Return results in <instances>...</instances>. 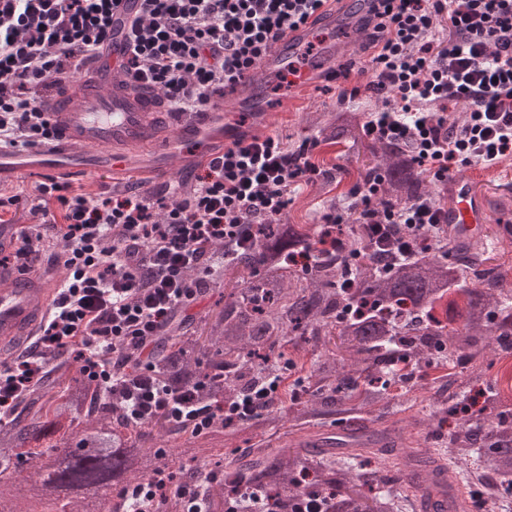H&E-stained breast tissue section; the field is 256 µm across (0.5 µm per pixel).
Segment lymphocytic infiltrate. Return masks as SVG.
Returning a JSON list of instances; mask_svg holds the SVG:
<instances>
[{
	"mask_svg": "<svg viewBox=\"0 0 512 512\" xmlns=\"http://www.w3.org/2000/svg\"><path fill=\"white\" fill-rule=\"evenodd\" d=\"M326 0H139L126 34L122 66L158 90L176 111L197 112L256 66L286 31L321 22ZM364 20L371 76L342 88L341 98L368 91L382 101L363 126L366 137L408 142L413 162L434 184L452 171L497 164L512 154V0H369ZM118 0H0V142L25 147L51 136L47 90L70 71L107 63ZM448 33L440 35L439 19ZM466 114L449 125L448 108ZM317 140L296 148L273 136L236 135L206 159L203 175L180 198L156 209L150 194L83 192L50 177L34 189V212L63 242L68 276L38 344L77 345L84 370L103 389H120L127 423L165 420L200 432L216 417L250 420L275 401L267 378L241 401L214 409L195 394L153 379L146 348L180 306L202 296L217 263L232 265L278 223L292 193L321 174ZM375 169L347 201L324 210L314 262L341 245L346 226L362 228L380 271L433 243L443 210L430 197L403 204L383 199ZM58 208L60 218L50 215ZM224 250L215 259L214 246ZM44 364L31 355L0 366V414L39 381ZM181 512H211L201 488L157 479L128 490L126 512H147L166 489Z\"/></svg>",
	"mask_w": 512,
	"mask_h": 512,
	"instance_id": "obj_1",
	"label": "lymphocytic infiltrate"
}]
</instances>
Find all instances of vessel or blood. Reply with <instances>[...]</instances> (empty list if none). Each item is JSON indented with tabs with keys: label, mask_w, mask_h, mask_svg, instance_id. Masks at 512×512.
<instances>
[{
	"label": "vessel or blood",
	"mask_w": 512,
	"mask_h": 512,
	"mask_svg": "<svg viewBox=\"0 0 512 512\" xmlns=\"http://www.w3.org/2000/svg\"><path fill=\"white\" fill-rule=\"evenodd\" d=\"M309 40V27L285 32L259 64L229 89L225 100L193 114L173 112L160 93L135 85L124 73L120 57H113L102 69L79 70L63 82L50 103L48 120L56 131L53 140L22 149L0 144V179L34 168L52 174L89 175L105 160L117 169L131 152L162 154L175 139L206 153L201 133L216 126L225 113L248 106L259 119H266L267 107L255 92L268 77H287L299 92L354 54L347 34L328 39L312 54L305 51ZM447 189L450 203L445 220L451 236L459 242L482 238L489 221L486 197L463 176L449 178ZM55 293L56 285L48 274L20 273L0 265L1 356L24 349L38 336Z\"/></svg>",
	"instance_id": "b4317fda"
}]
</instances>
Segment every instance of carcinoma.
<instances>
[{
    "mask_svg": "<svg viewBox=\"0 0 512 512\" xmlns=\"http://www.w3.org/2000/svg\"><path fill=\"white\" fill-rule=\"evenodd\" d=\"M361 119L338 112L323 129L329 142L356 140ZM370 153L384 166L385 197L393 204L432 194L413 167L404 143L378 142ZM314 224H269L255 251L238 257L220 277L232 291L204 321L198 336L173 317L155 337L152 374L168 387L193 386L204 404L230 403L271 373L280 376L277 400L250 426L304 433L293 448H233L224 458V479L209 485L212 444L239 436L241 428L219 418L196 433L165 422L130 426L119 396L111 395L74 367L70 350H53L44 377L15 403L0 425V512H109L112 490L173 475L172 457L187 464L179 480L210 496L212 512H246L256 491L262 512H299L318 501L323 512H428L434 497L450 512H467L472 477L489 490L512 477V395L486 387L475 407L467 392L444 397L452 375L437 388L438 407L420 411L414 425L441 416L455 425L442 448L412 447L395 430L375 426L408 402L416 369L431 363L460 368L481 353L512 350V282L481 242L457 243L441 235L386 275L367 261L344 282V265L333 255L316 259L305 273L295 257L318 241ZM358 228L345 230L343 250L367 249ZM316 353L303 393L285 387L298 365L294 352ZM339 426L329 448L309 447ZM179 442L146 446L152 432ZM34 462L35 472L16 479Z\"/></svg>",
    "mask_w": 512,
    "mask_h": 512,
    "instance_id": "carcinoma-1",
    "label": "carcinoma"
}]
</instances>
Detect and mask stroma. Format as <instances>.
I'll return each mask as SVG.
<instances>
[{"mask_svg":"<svg viewBox=\"0 0 512 512\" xmlns=\"http://www.w3.org/2000/svg\"><path fill=\"white\" fill-rule=\"evenodd\" d=\"M270 110L268 135L280 138L288 146H296L306 139L319 138L322 127L331 115L339 112H367L378 109L379 104L370 95L354 100L339 97L336 83L317 80L309 88L305 102L291 109H284L287 88L269 82L264 91ZM369 142L359 139L356 144L321 143L313 160L327 173L326 178L298 188L284 211L281 221L285 224L316 223L324 209L344 201L349 190L361 180V174L373 167L375 161L368 151ZM200 159L188 145L172 144L169 155L135 152L128 156L123 171L104 168L93 175L75 173L69 180L74 187L96 193L101 186L130 190L148 185L151 191H163L165 202H172L169 184L182 187L194 183L200 169ZM464 176L474 180L488 197L490 222L486 227L487 244L492 259L512 279V247H500L496 230L503 220L512 221V155L502 158L491 167L475 166L464 169ZM43 172L31 171L14 182L0 185V197H19V204L0 212V222L13 225L16 233L42 232L41 216L33 214L29 199L35 186L42 181Z\"/></svg>","mask_w":512,"mask_h":512,"instance_id":"obj_1","label":"stroma"}]
</instances>
